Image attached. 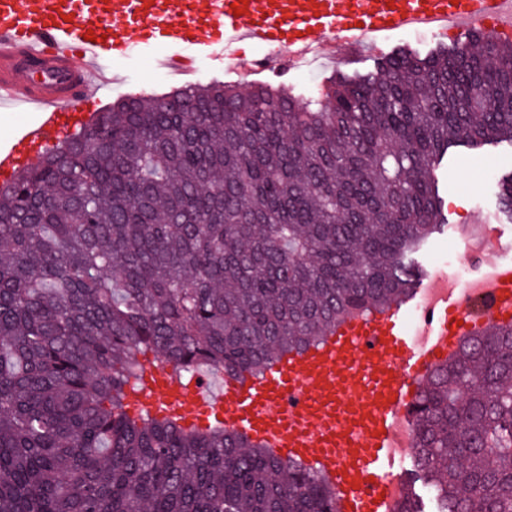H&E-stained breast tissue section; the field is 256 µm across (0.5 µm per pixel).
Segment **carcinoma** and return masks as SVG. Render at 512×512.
I'll list each match as a JSON object with an SVG mask.
<instances>
[{
	"label": "carcinoma",
	"instance_id": "cac0c4a2",
	"mask_svg": "<svg viewBox=\"0 0 512 512\" xmlns=\"http://www.w3.org/2000/svg\"><path fill=\"white\" fill-rule=\"evenodd\" d=\"M95 129L0 186V512H336L302 461L131 416L126 391L150 355L259 376L408 298L444 227L440 160L512 145V40L402 49L303 104L190 84ZM410 414L436 512H512V323L462 340Z\"/></svg>",
	"mask_w": 512,
	"mask_h": 512
}]
</instances>
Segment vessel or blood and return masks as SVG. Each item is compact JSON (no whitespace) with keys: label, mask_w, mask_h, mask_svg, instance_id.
Segmentation results:
<instances>
[{"label":"vessel or blood","mask_w":512,"mask_h":512,"mask_svg":"<svg viewBox=\"0 0 512 512\" xmlns=\"http://www.w3.org/2000/svg\"><path fill=\"white\" fill-rule=\"evenodd\" d=\"M232 2L0 0V108L37 114L0 144V180L34 164L50 136L91 122L85 106L111 83L115 57L155 45L169 51L163 66L181 74L193 73L190 57L202 54L257 75L267 66L244 57L242 44L283 50L280 65L289 69L325 47L376 49L396 30L477 20L512 34V0H248L239 17ZM500 278L477 300H458L454 313L429 304L427 339H412L394 309L353 316L260 376L225 377L220 396L207 397L199 381L182 384L170 366L151 365L126 403L187 426L215 421L281 458H300L330 483L337 512H393L390 468L416 384L464 338L512 321V266L501 267Z\"/></svg>","instance_id":"vessel-or-blood-1"}]
</instances>
